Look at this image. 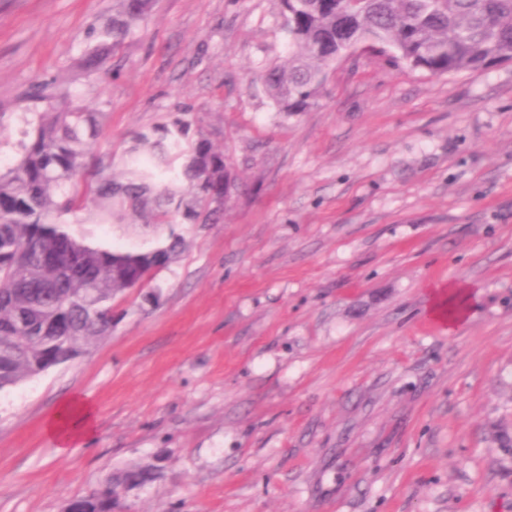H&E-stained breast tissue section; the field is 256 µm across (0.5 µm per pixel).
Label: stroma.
<instances>
[{"mask_svg":"<svg viewBox=\"0 0 512 512\" xmlns=\"http://www.w3.org/2000/svg\"><path fill=\"white\" fill-rule=\"evenodd\" d=\"M113 0H0V156L33 85L109 113L97 156L181 113L239 190L215 224H76L181 251L88 352L0 390V512H63L146 467L116 512H512V62L440 77L356 46L317 103L255 77L279 0H152L87 76ZM471 292L462 321L436 287ZM82 395L94 434L46 431ZM460 298L464 301L467 298L466 290L462 286L448 285V289L441 287L434 294L431 314L444 322L448 321V325L457 323L464 315V309L458 311L455 306Z\"/></svg>","mask_w":512,"mask_h":512,"instance_id":"obj_1","label":"stroma"}]
</instances>
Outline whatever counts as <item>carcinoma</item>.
<instances>
[{"mask_svg":"<svg viewBox=\"0 0 512 512\" xmlns=\"http://www.w3.org/2000/svg\"><path fill=\"white\" fill-rule=\"evenodd\" d=\"M151 0H116L98 31L97 48L80 63L85 74L145 20ZM288 59L261 75L279 112H304L327 71L365 44L432 76L512 62V0H280ZM19 113V159L0 170V389L72 360L112 332V300L128 283L145 284L156 255L180 246L173 237L130 259L75 236L82 211L95 204L102 224H210L221 219L237 182L192 121L176 118L136 133L125 149V175L90 162L108 113L56 109L40 86ZM145 479L141 471L106 482L114 488Z\"/></svg>","mask_w":512,"mask_h":512,"instance_id":"cac0c4a2","label":"carcinoma"}]
</instances>
